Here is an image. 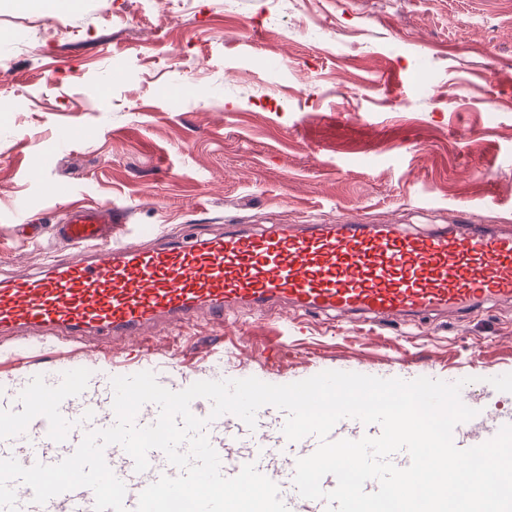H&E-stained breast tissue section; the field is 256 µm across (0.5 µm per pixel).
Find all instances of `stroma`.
<instances>
[{
	"mask_svg": "<svg viewBox=\"0 0 512 512\" xmlns=\"http://www.w3.org/2000/svg\"><path fill=\"white\" fill-rule=\"evenodd\" d=\"M0 275L68 248L75 203L179 234L228 224L512 225V0H0ZM65 133L67 144L57 135ZM24 200L40 243L13 235ZM112 344L87 380L149 368L285 385L340 367L473 381L460 431L512 419V303L388 327L246 312ZM79 352L9 359L0 389Z\"/></svg>",
	"mask_w": 512,
	"mask_h": 512,
	"instance_id": "35a3bbf8",
	"label": "stroma"
}]
</instances>
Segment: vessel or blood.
I'll use <instances>...</instances> for the list:
<instances>
[{
	"label": "vessel or blood",
	"instance_id": "1",
	"mask_svg": "<svg viewBox=\"0 0 512 512\" xmlns=\"http://www.w3.org/2000/svg\"><path fill=\"white\" fill-rule=\"evenodd\" d=\"M127 221L108 204L70 210L58 226L72 248L67 258L50 259L26 278H0V341L18 349L67 342L88 353L101 342L143 340L161 322L189 325L203 315L220 324L246 309L381 322L411 313H469L512 299V232L487 224L427 233L355 221L231 224L186 240L152 225L113 232V225ZM100 384V392L87 393L68 371L28 380L39 400L0 409V458L26 467L55 464L72 455L88 431L114 425L110 377ZM190 410L206 420L223 476L255 464L277 484L288 512H299L296 462L318 448L316 436L289 441L287 414L271 405L257 412L252 428L234 415L212 418L196 401ZM346 429L358 439L381 433L379 425L345 418L330 440ZM104 456L126 486V512H135L141 492L159 477L180 474L158 450L149 452L141 473L121 445L107 446ZM12 487L18 512H94V493L86 487L43 504L34 502L27 485Z\"/></svg>",
	"mask_w": 512,
	"mask_h": 512
}]
</instances>
